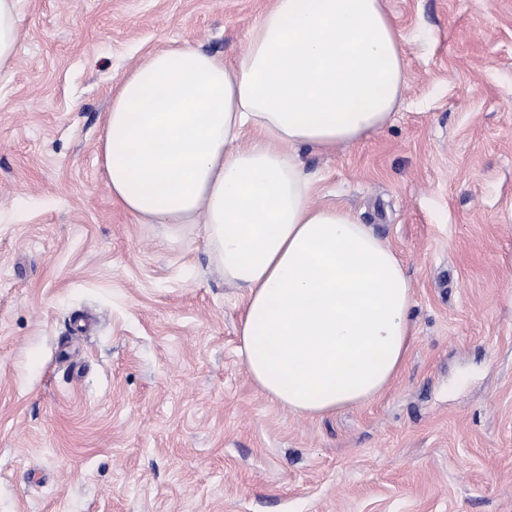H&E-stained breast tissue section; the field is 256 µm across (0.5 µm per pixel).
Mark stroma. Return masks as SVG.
Instances as JSON below:
<instances>
[{
    "mask_svg": "<svg viewBox=\"0 0 512 512\" xmlns=\"http://www.w3.org/2000/svg\"><path fill=\"white\" fill-rule=\"evenodd\" d=\"M270 0H20L0 75V512H512V0H384L394 118L298 153L400 257L412 342L368 402L268 398L202 225L114 202L100 146L135 66L232 59Z\"/></svg>",
    "mask_w": 512,
    "mask_h": 512,
    "instance_id": "1",
    "label": "stroma"
}]
</instances>
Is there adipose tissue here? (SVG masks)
I'll list each match as a JSON object with an SVG mask.
<instances>
[{
    "instance_id": "1",
    "label": "adipose tissue",
    "mask_w": 512,
    "mask_h": 512,
    "mask_svg": "<svg viewBox=\"0 0 512 512\" xmlns=\"http://www.w3.org/2000/svg\"><path fill=\"white\" fill-rule=\"evenodd\" d=\"M232 62L191 43L124 76L102 142L112 198L144 224L205 226L246 292L239 351L264 394L322 417L403 365L412 294L396 253L314 201L295 154L351 147L392 116L406 74L382 0H272Z\"/></svg>"
}]
</instances>
